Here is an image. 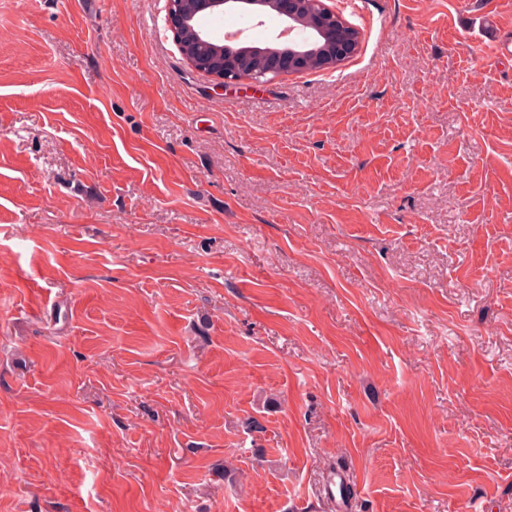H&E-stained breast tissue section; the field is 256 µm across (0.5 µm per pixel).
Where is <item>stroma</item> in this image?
Masks as SVG:
<instances>
[{"mask_svg": "<svg viewBox=\"0 0 512 512\" xmlns=\"http://www.w3.org/2000/svg\"><path fill=\"white\" fill-rule=\"evenodd\" d=\"M324 2L223 87L166 0H0V512H512V0ZM264 0H191V9H182L175 6L174 0L167 1V29L171 32L175 44L189 65L207 76L214 78L217 84L226 86L244 79L260 82L267 75L281 73H294L313 69L311 52L303 49H266L261 50L252 46H237L227 48L224 46V58H210L201 56L186 45L187 41L202 44L207 40L204 33L196 32L191 21L194 13L206 12L210 14H223L224 11H233L244 4H249L259 10ZM254 52H262L268 56L267 67L264 71L254 72L246 68L250 61L249 56ZM270 3L287 24L278 36L279 39L293 32L294 27L296 28L301 22H306L320 35H330L332 43L326 48L330 61L323 65V69L336 67L356 50L355 37L358 36L356 29L342 20L336 12L326 7L322 0H274Z\"/></svg>", "mask_w": 512, "mask_h": 512, "instance_id": "1", "label": "stroma"}]
</instances>
